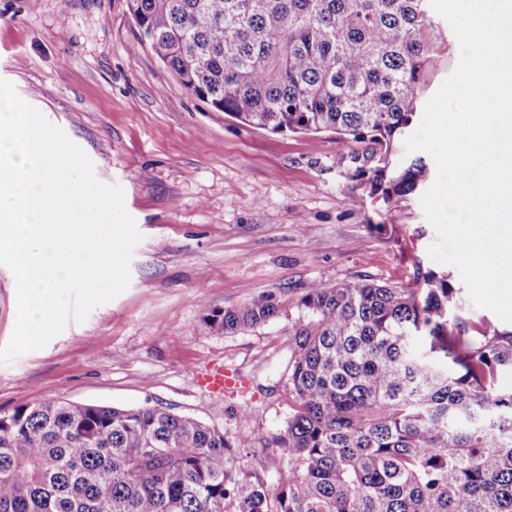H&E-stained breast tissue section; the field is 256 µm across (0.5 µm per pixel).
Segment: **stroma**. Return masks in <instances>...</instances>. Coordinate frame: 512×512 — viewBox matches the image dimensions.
Listing matches in <instances>:
<instances>
[{"label":"stroma","instance_id":"stroma-1","mask_svg":"<svg viewBox=\"0 0 512 512\" xmlns=\"http://www.w3.org/2000/svg\"><path fill=\"white\" fill-rule=\"evenodd\" d=\"M421 98L458 64L435 17ZM128 0H0V79L62 128L121 186L143 236L127 289L69 322L46 347L0 363V414L44 400L160 405L230 439L270 440L293 413L290 328L300 299L368 278L413 287L437 239L420 193L389 205L358 172L367 146L331 133H274L237 123L189 93L148 49ZM271 295L269 322L221 333L205 322ZM236 371L246 390L211 393L207 374Z\"/></svg>","mask_w":512,"mask_h":512}]
</instances>
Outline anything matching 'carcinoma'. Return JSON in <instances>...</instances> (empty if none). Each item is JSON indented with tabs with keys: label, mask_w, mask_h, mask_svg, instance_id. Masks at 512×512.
<instances>
[{
	"label": "carcinoma",
	"mask_w": 512,
	"mask_h": 512,
	"mask_svg": "<svg viewBox=\"0 0 512 512\" xmlns=\"http://www.w3.org/2000/svg\"><path fill=\"white\" fill-rule=\"evenodd\" d=\"M147 48L190 93L250 127L366 142L386 202L428 178L390 166L421 110L427 0H128ZM288 394L268 469L159 408L38 402L0 415V512H512V329L465 312L416 266V286L359 279L300 300ZM278 313L259 295L206 316L218 331Z\"/></svg>",
	"instance_id": "carcinoma-1"
}]
</instances>
